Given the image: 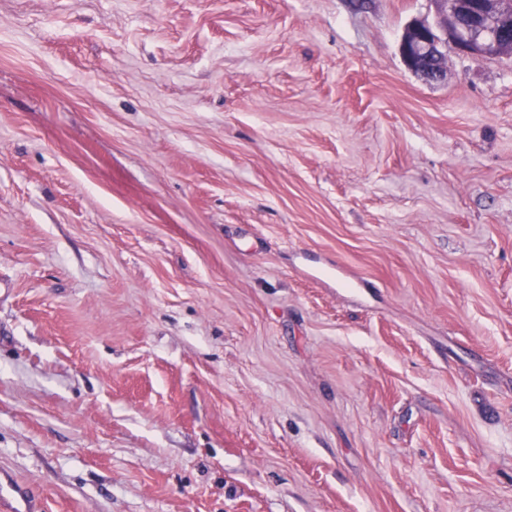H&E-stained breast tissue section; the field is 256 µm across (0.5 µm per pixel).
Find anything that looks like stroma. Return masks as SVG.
Segmentation results:
<instances>
[{"label": "stroma", "mask_w": 512, "mask_h": 512, "mask_svg": "<svg viewBox=\"0 0 512 512\" xmlns=\"http://www.w3.org/2000/svg\"><path fill=\"white\" fill-rule=\"evenodd\" d=\"M429 0H0V477L42 512H512V57ZM436 21H414L401 38L404 65L426 81L445 73L448 43L459 54L490 59L512 56V0H429Z\"/></svg>", "instance_id": "35a3bbf8"}]
</instances>
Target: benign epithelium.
<instances>
[{"label":"benign epithelium","mask_w":512,"mask_h":512,"mask_svg":"<svg viewBox=\"0 0 512 512\" xmlns=\"http://www.w3.org/2000/svg\"><path fill=\"white\" fill-rule=\"evenodd\" d=\"M436 21H414L401 38L404 65L426 81L443 78L448 46L463 56L512 55V0H430Z\"/></svg>","instance_id":"obj_1"}]
</instances>
